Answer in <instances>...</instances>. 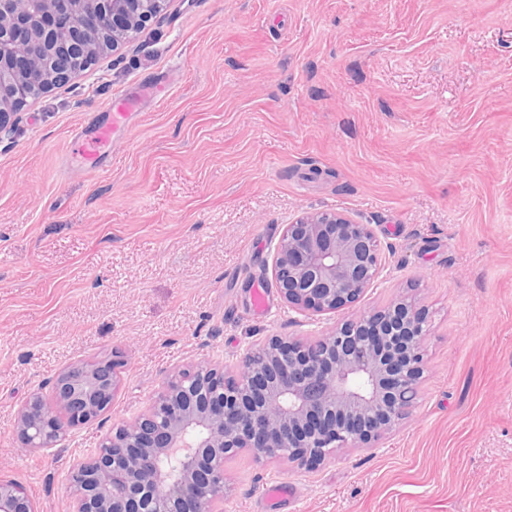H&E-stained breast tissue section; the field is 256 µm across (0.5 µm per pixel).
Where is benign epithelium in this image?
<instances>
[{
  "instance_id": "1",
  "label": "benign epithelium",
  "mask_w": 512,
  "mask_h": 512,
  "mask_svg": "<svg viewBox=\"0 0 512 512\" xmlns=\"http://www.w3.org/2000/svg\"><path fill=\"white\" fill-rule=\"evenodd\" d=\"M169 0H46L24 15L0 0V136L32 92L69 78L63 59L89 37L112 33L117 50ZM42 59L27 67L28 46ZM379 274L376 236L339 212L307 213L285 226L272 276L288 307L334 314ZM427 316L401 297L313 340L273 336L246 351L240 373L203 362L169 374L145 411L109 422L123 355L63 367L17 411L22 447H58L77 428L110 423L69 472L70 512H223L224 463L247 450L311 468L344 448H372L405 420L424 378ZM0 512H39L0 472Z\"/></svg>"
}]
</instances>
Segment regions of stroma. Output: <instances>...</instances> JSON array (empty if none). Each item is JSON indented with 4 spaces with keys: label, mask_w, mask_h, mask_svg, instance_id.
<instances>
[{
    "label": "stroma",
    "mask_w": 512,
    "mask_h": 512,
    "mask_svg": "<svg viewBox=\"0 0 512 512\" xmlns=\"http://www.w3.org/2000/svg\"><path fill=\"white\" fill-rule=\"evenodd\" d=\"M173 66L103 170L67 167L108 98ZM315 212L370 225L380 253L333 315L289 309L272 276L285 226ZM401 295L429 325L409 418L312 468L240 452L224 512H263L280 483V512H512V0H170L0 140V462L68 512L104 427L45 452L14 429L66 364L122 352L112 417L130 418L177 367L235 371Z\"/></svg>",
    "instance_id": "stroma-1"
}]
</instances>
